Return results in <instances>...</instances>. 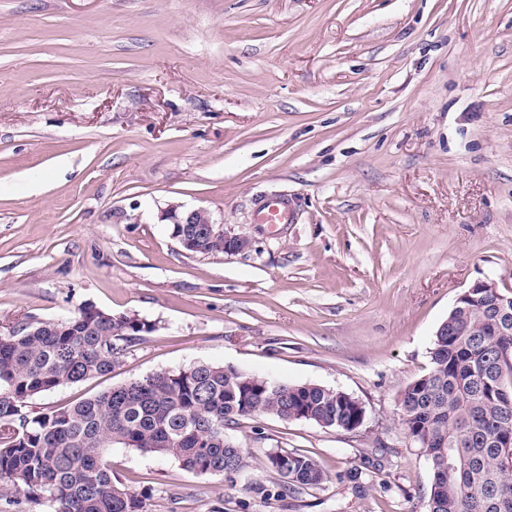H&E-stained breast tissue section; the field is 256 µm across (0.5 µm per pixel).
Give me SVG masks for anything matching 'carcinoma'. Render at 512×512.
<instances>
[{"label":"carcinoma","mask_w":512,"mask_h":512,"mask_svg":"<svg viewBox=\"0 0 512 512\" xmlns=\"http://www.w3.org/2000/svg\"><path fill=\"white\" fill-rule=\"evenodd\" d=\"M492 294L448 314L431 366L400 393L399 424L432 474L427 512H512V324L488 323ZM151 330L139 319L84 305L64 323L18 322L0 332V480L45 500L53 512H144V500L113 477L116 447L175 459L193 474L240 473L250 456L224 427L254 414L345 428L358 410L350 394L316 384L253 391L231 366L198 363L136 379L45 413L27 410L41 392L112 371L114 342ZM300 487L325 473L309 455H267Z\"/></svg>","instance_id":"obj_1"}]
</instances>
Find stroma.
<instances>
[{"mask_svg":"<svg viewBox=\"0 0 512 512\" xmlns=\"http://www.w3.org/2000/svg\"><path fill=\"white\" fill-rule=\"evenodd\" d=\"M273 197L287 223L257 221ZM171 204L250 249L187 251ZM478 280L512 289V0H0V327L153 326L30 408L207 362L365 409L240 418L231 480L113 449L147 512H426L397 400ZM281 449L325 480L290 485ZM270 466L282 475L281 470L287 469L291 481L300 487H312L322 483L325 473L319 464L309 455L298 451H282L267 456ZM283 476V475H282Z\"/></svg>","mask_w":512,"mask_h":512,"instance_id":"35a3bbf8","label":"stroma"}]
</instances>
